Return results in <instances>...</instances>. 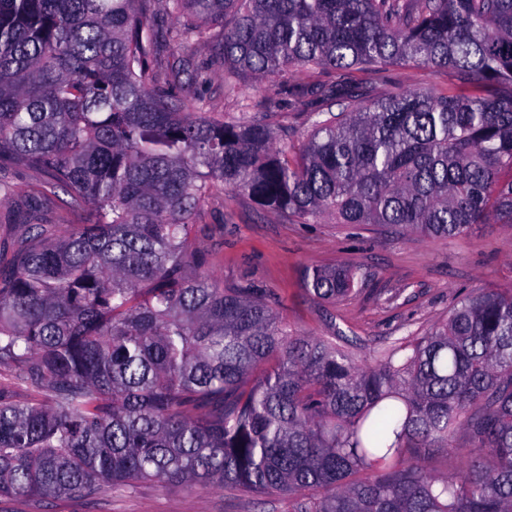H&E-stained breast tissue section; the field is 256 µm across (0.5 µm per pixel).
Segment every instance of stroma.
<instances>
[{
	"instance_id": "stroma-1",
	"label": "stroma",
	"mask_w": 512,
	"mask_h": 512,
	"mask_svg": "<svg viewBox=\"0 0 512 512\" xmlns=\"http://www.w3.org/2000/svg\"><path fill=\"white\" fill-rule=\"evenodd\" d=\"M183 58L209 70L210 85L196 89L204 111L237 115L241 103L271 107V123L293 124L295 142L310 128L295 115L288 87L266 83L225 96L224 67L214 50L185 40ZM447 75L422 66H390L378 93L395 87L440 91ZM200 231L195 249L205 252L209 271L226 283H241L279 298L294 332L349 336L344 349L356 360L387 347L394 338L419 336L443 323L449 309L471 291L512 288V224H476L462 236L428 239L372 225L330 224L318 219L295 224L223 187L213 189L193 218ZM347 265L363 273L358 293L329 304L310 292V266ZM0 512H293L288 496L254 497L226 489L160 487L144 482L88 502L77 498L0 501Z\"/></svg>"
}]
</instances>
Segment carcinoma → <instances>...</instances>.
I'll list each match as a JSON object with an SVG mask.
<instances>
[{
  "mask_svg": "<svg viewBox=\"0 0 512 512\" xmlns=\"http://www.w3.org/2000/svg\"><path fill=\"white\" fill-rule=\"evenodd\" d=\"M161 3L178 26L145 0H0V196L18 169L44 176L0 249V500L150 481L288 495L296 512H512V288L364 365L192 248L218 184L297 224H512V0ZM189 37L232 96L245 76L336 72L292 85L314 106L303 144L160 85L163 66L212 81L177 54ZM410 64L447 89L377 95L372 75ZM49 205L89 220L61 232L38 220ZM307 282L334 302L358 273L313 266ZM448 450L459 469L433 471Z\"/></svg>",
  "mask_w": 512,
  "mask_h": 512,
  "instance_id": "cac0c4a2",
  "label": "carcinoma"
}]
</instances>
